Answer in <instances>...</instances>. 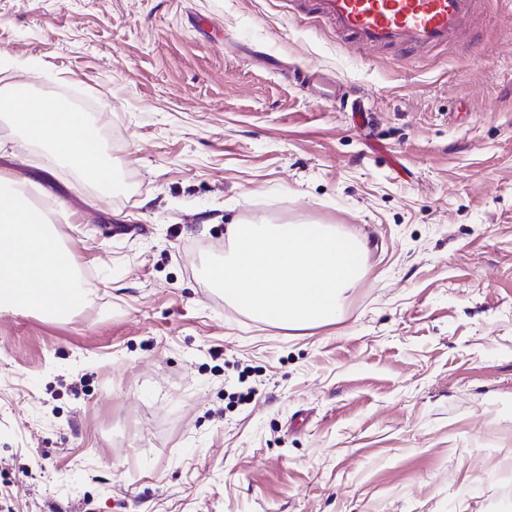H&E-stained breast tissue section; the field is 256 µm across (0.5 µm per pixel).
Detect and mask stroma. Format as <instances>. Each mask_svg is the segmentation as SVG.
<instances>
[{
    "label": "stroma",
    "instance_id": "obj_1",
    "mask_svg": "<svg viewBox=\"0 0 512 512\" xmlns=\"http://www.w3.org/2000/svg\"><path fill=\"white\" fill-rule=\"evenodd\" d=\"M0 79L88 98L113 176L0 120V168L53 170L96 290L0 311V512H512V0L410 58L291 0H0ZM261 219L363 241L336 323L260 322L203 280ZM302 80L308 83H315L320 89L324 98L336 100L339 97L338 82L333 76L319 71L303 74Z\"/></svg>",
    "mask_w": 512,
    "mask_h": 512
}]
</instances>
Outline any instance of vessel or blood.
I'll return each mask as SVG.
<instances>
[{
  "label": "vessel or blood",
  "mask_w": 512,
  "mask_h": 512,
  "mask_svg": "<svg viewBox=\"0 0 512 512\" xmlns=\"http://www.w3.org/2000/svg\"><path fill=\"white\" fill-rule=\"evenodd\" d=\"M476 0H304L306 17L363 48L430 50L454 42Z\"/></svg>",
  "instance_id": "1"
}]
</instances>
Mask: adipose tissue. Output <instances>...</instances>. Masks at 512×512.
<instances>
[{
  "label": "adipose tissue",
  "instance_id": "obj_1",
  "mask_svg": "<svg viewBox=\"0 0 512 512\" xmlns=\"http://www.w3.org/2000/svg\"><path fill=\"white\" fill-rule=\"evenodd\" d=\"M16 128L56 161L92 185L112 187V167L92 145V130L79 113L31 91L29 85L0 87ZM73 254L63 248L27 191L0 172V310L58 316L86 304L95 290L77 282Z\"/></svg>",
  "mask_w": 512,
  "mask_h": 512
}]
</instances>
